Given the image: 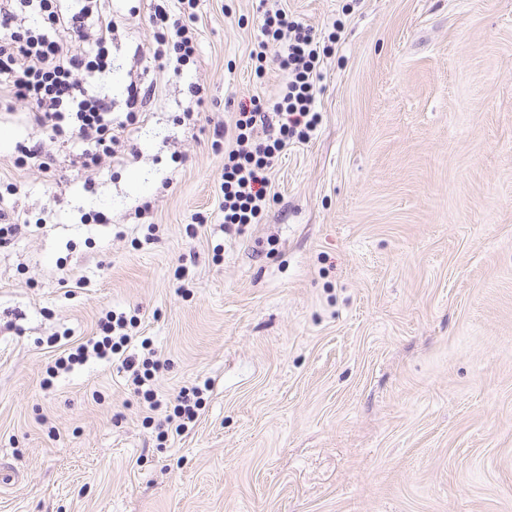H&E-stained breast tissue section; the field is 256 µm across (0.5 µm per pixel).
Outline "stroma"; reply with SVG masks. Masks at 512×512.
Wrapping results in <instances>:
<instances>
[{
  "label": "stroma",
  "mask_w": 512,
  "mask_h": 512,
  "mask_svg": "<svg viewBox=\"0 0 512 512\" xmlns=\"http://www.w3.org/2000/svg\"><path fill=\"white\" fill-rule=\"evenodd\" d=\"M269 6L338 40L322 122L242 236L212 143L280 81L250 57L255 0H198L177 76L150 57V0H106L98 93L121 118L131 75L154 90L124 165L73 166L24 102L0 108V212L28 221L0 249V460L19 473L0 512H512V0ZM37 141L52 171L15 167ZM109 310L165 361L158 393L214 379L190 434L102 360L44 386Z\"/></svg>",
  "instance_id": "35a3bbf8"
}]
</instances>
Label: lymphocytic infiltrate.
<instances>
[{
    "mask_svg": "<svg viewBox=\"0 0 512 512\" xmlns=\"http://www.w3.org/2000/svg\"><path fill=\"white\" fill-rule=\"evenodd\" d=\"M78 3L72 9L65 0H0V105L27 101L28 123L57 141L79 142L82 150L74 162L90 171L106 160L124 163L126 130L137 122L136 109L151 91L130 79L126 119L113 122L104 97L82 79L110 73L115 23L101 0ZM196 7L197 0H151L152 57L176 74L197 53ZM261 18L251 51L256 73L264 75L271 63L281 80L274 95L240 104L234 136L224 146V225L237 231L260 220L281 153L290 142L310 140L321 123L316 85L327 46L314 28L285 9L265 10ZM88 39L94 52L81 47ZM137 323V318L106 312L98 336L56 357L49 372L58 374L92 357L115 362L149 409L165 410L166 423L184 435L196 425L212 382L180 391L175 405H168L149 386L162 362L149 339L137 338Z\"/></svg>",
    "mask_w": 512,
    "mask_h": 512,
    "instance_id": "f902f5d3",
    "label": "lymphocytic infiltrate"
}]
</instances>
